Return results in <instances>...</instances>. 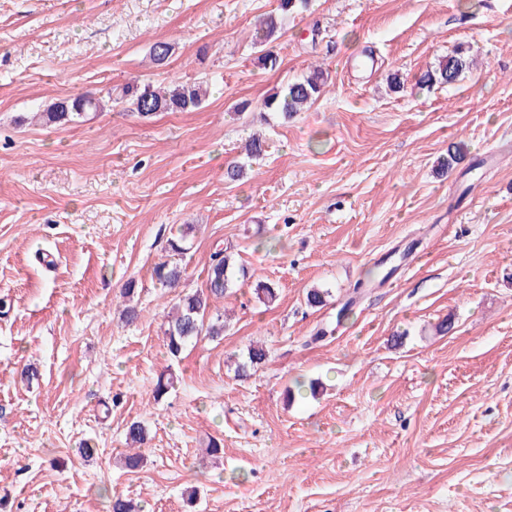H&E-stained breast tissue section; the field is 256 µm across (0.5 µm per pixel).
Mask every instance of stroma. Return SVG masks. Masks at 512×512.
<instances>
[{
  "instance_id": "35a3bbf8",
  "label": "stroma",
  "mask_w": 512,
  "mask_h": 512,
  "mask_svg": "<svg viewBox=\"0 0 512 512\" xmlns=\"http://www.w3.org/2000/svg\"><path fill=\"white\" fill-rule=\"evenodd\" d=\"M276 6L0 0V512H108L116 492L142 512H512V0H312L270 71L251 35ZM459 49L472 69L419 85ZM312 66L327 81L308 110L261 111ZM134 78L209 95L150 118H31ZM222 248L248 271L211 305L224 335L171 357L166 315ZM171 258L174 293L151 277ZM253 345L267 357L239 380ZM314 379L319 395L289 397Z\"/></svg>"
}]
</instances>
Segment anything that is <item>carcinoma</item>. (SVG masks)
<instances>
[{"label":"carcinoma","instance_id":"1","mask_svg":"<svg viewBox=\"0 0 512 512\" xmlns=\"http://www.w3.org/2000/svg\"><path fill=\"white\" fill-rule=\"evenodd\" d=\"M308 0H279L278 12L267 15L256 31L255 42L269 44L281 36L283 19L307 6ZM172 51L166 41L155 42L150 50V60L161 66L166 63ZM469 57L463 50L439 61L433 68L420 75L418 83L422 86L452 84L461 74L469 69ZM325 87L322 69L315 67L305 76L298 78L286 86L284 92H275L262 102V108L268 112H280L286 118L302 111L308 104L319 98ZM206 96V89L196 83H172L168 86H154L150 83L136 81L125 84L117 95L107 92L103 98L93 92H85L74 97L56 100L37 113L38 119L45 124H76L81 122L88 112H97L105 106V99H113L115 104H125L131 112L144 118L158 112H188L199 108ZM182 267L177 264L159 263L154 266V279L165 288H173L182 277ZM246 277L245 268L237 265L228 249H220L212 256L207 270L205 288L179 299L175 315L168 320L164 331L169 353L177 357L187 342L202 336L217 338L224 333L221 319L207 318L210 309L209 300L225 297L236 285L238 278ZM266 351L262 348H251L248 361L238 364L237 377L251 376L249 368L262 363ZM129 443L133 447L127 450L126 467L136 470L142 462L140 449L136 445L145 440L144 429L134 422L128 427Z\"/></svg>","mask_w":512,"mask_h":512}]
</instances>
